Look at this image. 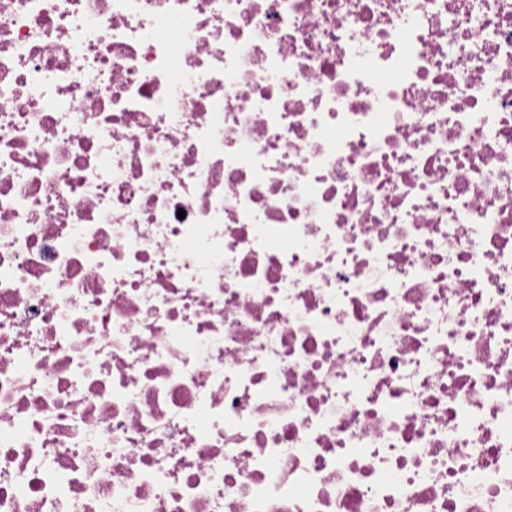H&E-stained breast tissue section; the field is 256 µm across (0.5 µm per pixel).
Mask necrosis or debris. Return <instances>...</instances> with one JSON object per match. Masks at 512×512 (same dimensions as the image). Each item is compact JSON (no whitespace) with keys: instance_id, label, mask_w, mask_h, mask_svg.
Wrapping results in <instances>:
<instances>
[{"instance_id":"4bbe7bcc","label":"necrosis or debris","mask_w":512,"mask_h":512,"mask_svg":"<svg viewBox=\"0 0 512 512\" xmlns=\"http://www.w3.org/2000/svg\"><path fill=\"white\" fill-rule=\"evenodd\" d=\"M0 512H512V0H0Z\"/></svg>"}]
</instances>
